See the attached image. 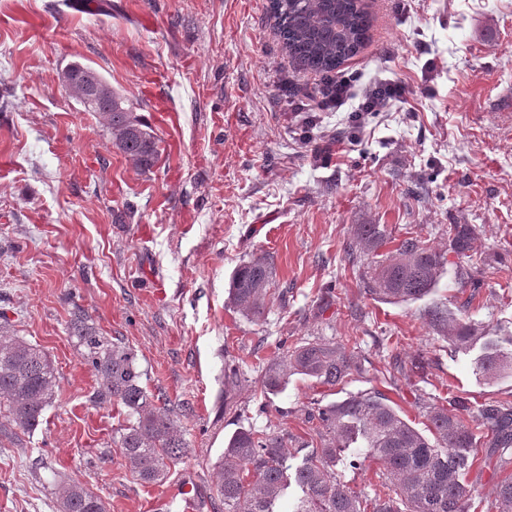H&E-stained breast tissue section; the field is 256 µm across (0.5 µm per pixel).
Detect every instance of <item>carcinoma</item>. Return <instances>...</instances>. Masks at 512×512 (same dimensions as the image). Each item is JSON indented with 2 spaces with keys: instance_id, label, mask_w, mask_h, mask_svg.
<instances>
[{
  "instance_id": "cac0c4a2",
  "label": "carcinoma",
  "mask_w": 512,
  "mask_h": 512,
  "mask_svg": "<svg viewBox=\"0 0 512 512\" xmlns=\"http://www.w3.org/2000/svg\"><path fill=\"white\" fill-rule=\"evenodd\" d=\"M268 9L283 46L305 71L336 70L368 37L369 19L361 0H269ZM64 83L86 111L106 120L121 153L143 171L155 166V136L140 130L143 121L99 74L75 64L65 72ZM448 235L453 251L467 256L469 225L450 224ZM348 257L352 264L366 266L361 281L366 293L395 303L428 294L444 264L443 256L418 237H388L378 224L354 226ZM272 280L268 258L254 257L235 273L231 304L243 315L261 319ZM430 323L458 348L476 340L475 326L448 317L446 308L435 307ZM69 330L96 372L90 402L126 409L127 424L120 429L115 452L137 480L163 482L189 454L180 414L147 390L144 370L125 342L97 331L79 310L72 312ZM476 366L485 377L496 379L512 372V353L490 346ZM355 369L353 354L336 343L304 341L267 364L262 386L275 392L295 374L334 386ZM57 392V372L47 353L11 331L7 320L0 321V432L16 439L21 432L31 434ZM424 417L427 435L404 420L379 391L314 407L309 421L320 447L306 453L293 470L285 435L241 430L228 439L215 467L212 512H275L293 484L301 491L294 512H466L474 488L463 476L495 454L505 462L512 448V401L484 403L472 415L469 401L455 396L446 407H426ZM353 444L359 445L363 459L379 465V483L371 497L363 498L336 480V455ZM55 490L57 512H107L102 498L78 481L60 478ZM491 510L512 512V476L497 484Z\"/></svg>"
}]
</instances>
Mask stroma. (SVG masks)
Here are the masks:
<instances>
[{
    "label": "stroma",
    "mask_w": 512,
    "mask_h": 512,
    "mask_svg": "<svg viewBox=\"0 0 512 512\" xmlns=\"http://www.w3.org/2000/svg\"><path fill=\"white\" fill-rule=\"evenodd\" d=\"M370 39L342 71L401 83L402 98L360 117L302 111L284 89L316 94L294 66L268 0H0V312L57 371L58 396L22 446L0 447V512H56L54 473L101 496L107 512H210L216 462L236 432L309 439L312 403L384 392L415 427L427 405L512 397V377L475 368L486 342L512 352V0H363ZM79 63L152 119L139 95L158 83L170 126L141 171L104 120L66 90ZM357 136L346 155L336 135ZM412 233L446 257L431 292L408 303L366 295L346 251L354 225ZM474 229L459 258L448 227ZM273 263L266 316L230 303L237 268ZM478 288L461 287L459 268ZM333 291L334 305L317 300ZM446 306L483 338L450 346L425 314ZM82 310L123 337L160 398L182 404L191 453L162 483L135 480L113 448L125 416L93 405L96 373L68 332ZM325 338L359 366L322 385L290 376L261 391L265 367L297 340ZM345 448L336 478L359 494L375 464ZM512 463L478 464L468 512H486Z\"/></svg>",
    "instance_id": "1"
}]
</instances>
